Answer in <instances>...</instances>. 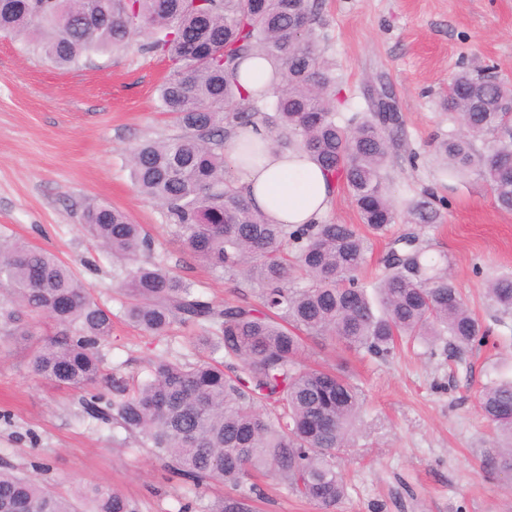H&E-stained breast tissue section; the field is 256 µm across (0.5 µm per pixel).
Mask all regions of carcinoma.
<instances>
[{
  "label": "carcinoma",
  "instance_id": "cac0c4a2",
  "mask_svg": "<svg viewBox=\"0 0 512 512\" xmlns=\"http://www.w3.org/2000/svg\"><path fill=\"white\" fill-rule=\"evenodd\" d=\"M315 0H0V32L29 36L32 52L67 69L92 54L128 48L171 62L157 89L158 108L178 133L127 150L137 191L159 203L184 249L216 274L240 277L246 289L218 306L195 283L161 261L141 260L151 238L123 211L87 206L83 230L125 263L120 285L126 320L148 336L175 322L200 329L202 355L182 362L157 357L130 387L105 373L101 347L112 336V312L56 255L0 238V335L30 336L18 324L47 317L53 333L32 350L31 372L83 390L86 412L140 438L171 473L197 486L224 483L234 494L207 512H252L260 496L251 479L271 476L292 493L333 512L348 485L336 452L353 447L365 406L342 372L303 358V338L385 360L401 341L456 350L486 343L488 329L470 310L448 269L428 257L418 236L395 238L373 282L359 278L369 235L384 236L398 213L412 224L441 214L423 196L396 208L384 171L401 131L399 115L336 122L331 67L317 53ZM267 58L281 84L250 97L239 81L241 60ZM512 84L457 74L444 106L459 133L439 141L442 174L461 181L479 172L500 209L512 212V114L501 103ZM259 123L272 144L301 148L338 178L360 224H273L242 195L224 146L231 132ZM488 143L481 151L476 141ZM488 294L512 314V273L490 279ZM112 385V400L99 388ZM479 408L496 446L486 464L512 472V378L492 381ZM87 512H136L121 491L99 485L85 493ZM0 512H77L38 481L0 470Z\"/></svg>",
  "mask_w": 512,
  "mask_h": 512
}]
</instances>
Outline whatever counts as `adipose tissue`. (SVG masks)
Listing matches in <instances>:
<instances>
[{"mask_svg":"<svg viewBox=\"0 0 512 512\" xmlns=\"http://www.w3.org/2000/svg\"><path fill=\"white\" fill-rule=\"evenodd\" d=\"M248 140L264 146L253 165L241 161L240 146ZM225 155L240 175L244 195L274 223H316L336 196V178L324 173L306 151L275 149L263 126L237 128L226 142Z\"/></svg>","mask_w":512,"mask_h":512,"instance_id":"adipose-tissue-1","label":"adipose tissue"}]
</instances>
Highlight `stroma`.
Returning a JSON list of instances; mask_svg holds the SVG:
<instances>
[{
	"label": "stroma",
	"mask_w": 512,
	"mask_h": 512,
	"mask_svg": "<svg viewBox=\"0 0 512 512\" xmlns=\"http://www.w3.org/2000/svg\"><path fill=\"white\" fill-rule=\"evenodd\" d=\"M317 45L350 99L340 123L366 111L374 91L391 92L402 119L388 170L398 196L433 194L441 220L392 225L391 236L420 235L429 256L449 267L469 307L490 326L485 346L461 353L448 340L404 344L385 360L309 343L322 365L345 370L366 404L348 484L336 512H512V487L484 467L493 429L479 410L490 381L512 377V315H501L483 288L512 271V213L501 210L478 173L449 185L433 144L454 130L441 108L455 73L495 67L512 82V0H318ZM167 62L131 47L60 70L29 53L25 38L0 35V235L68 262L112 313L103 347L107 368L143 377L150 359L191 357L193 328L173 325L147 337L128 324L117 286L123 262L103 254L81 227L90 204L125 211L153 240V256L196 282L216 303L234 300L237 282L211 273L182 251L162 209L133 186L126 153L146 139L176 134L155 107ZM29 348L0 340V469L29 475L78 500L85 484L122 491L137 512H178L224 497L222 483L195 490L152 450L112 423L88 417L74 388L36 377ZM253 512H318L272 480Z\"/></svg>",
	"instance_id": "35a3bbf8"
}]
</instances>
